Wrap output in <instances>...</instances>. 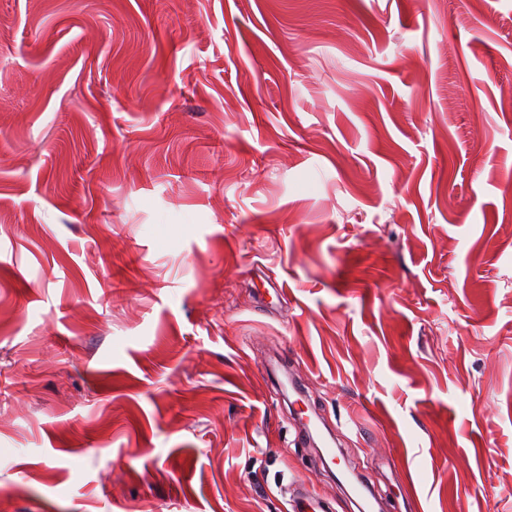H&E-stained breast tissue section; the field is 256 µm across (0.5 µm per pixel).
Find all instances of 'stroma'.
Listing matches in <instances>:
<instances>
[{
    "mask_svg": "<svg viewBox=\"0 0 512 512\" xmlns=\"http://www.w3.org/2000/svg\"><path fill=\"white\" fill-rule=\"evenodd\" d=\"M509 86L512 0H0V512H512Z\"/></svg>",
    "mask_w": 512,
    "mask_h": 512,
    "instance_id": "stroma-1",
    "label": "stroma"
}]
</instances>
